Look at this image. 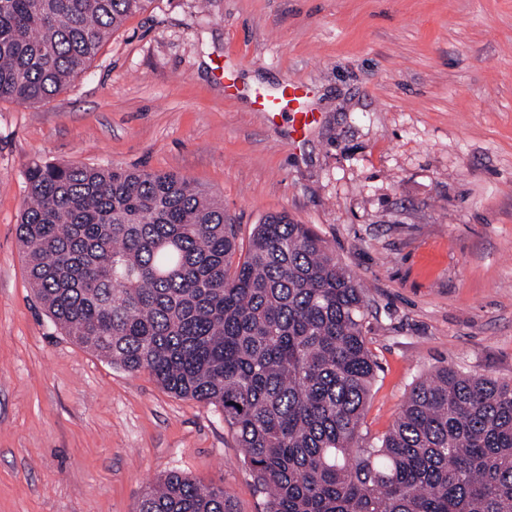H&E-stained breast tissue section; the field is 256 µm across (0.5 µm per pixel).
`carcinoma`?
Returning a JSON list of instances; mask_svg holds the SVG:
<instances>
[{
    "instance_id": "carcinoma-1",
    "label": "carcinoma",
    "mask_w": 512,
    "mask_h": 512,
    "mask_svg": "<svg viewBox=\"0 0 512 512\" xmlns=\"http://www.w3.org/2000/svg\"><path fill=\"white\" fill-rule=\"evenodd\" d=\"M146 0H0V100L35 104ZM17 227L64 335L220 408L265 512H512V381L442 366L392 427L359 428L376 363L365 289L284 213L240 251L224 204L175 173L35 162ZM136 512H234L170 472Z\"/></svg>"
}]
</instances>
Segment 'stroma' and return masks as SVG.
Segmentation results:
<instances>
[{"label": "stroma", "instance_id": "1", "mask_svg": "<svg viewBox=\"0 0 512 512\" xmlns=\"http://www.w3.org/2000/svg\"><path fill=\"white\" fill-rule=\"evenodd\" d=\"M226 65L312 87L299 148ZM35 161L178 174L244 244L270 213L307 225L368 293V442L441 366L512 380V0H147L59 93L0 100V512H135L170 471L264 512L221 410L42 310L16 234Z\"/></svg>", "mask_w": 512, "mask_h": 512}]
</instances>
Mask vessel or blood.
Masks as SVG:
<instances>
[{
    "label": "vessel or blood",
    "mask_w": 512,
    "mask_h": 512,
    "mask_svg": "<svg viewBox=\"0 0 512 512\" xmlns=\"http://www.w3.org/2000/svg\"><path fill=\"white\" fill-rule=\"evenodd\" d=\"M224 91L231 97L247 95L254 111L264 113L272 119L288 112L292 113L293 120L286 139L293 144L319 120L318 112L308 104L312 91L305 83L286 81L270 89L256 87L245 91L232 75L228 74L224 77Z\"/></svg>",
    "instance_id": "1"
}]
</instances>
